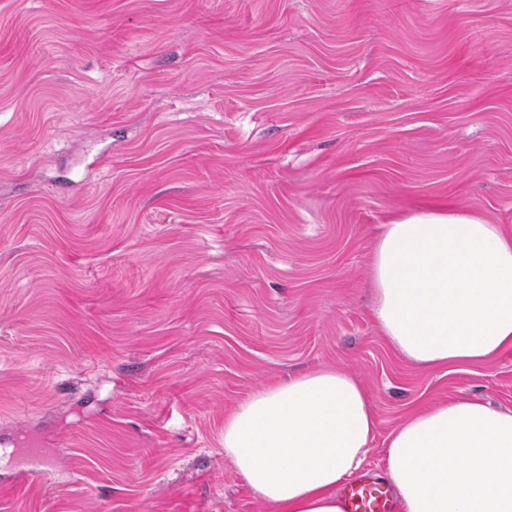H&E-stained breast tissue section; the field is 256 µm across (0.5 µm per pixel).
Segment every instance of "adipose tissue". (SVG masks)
<instances>
[{
    "mask_svg": "<svg viewBox=\"0 0 512 512\" xmlns=\"http://www.w3.org/2000/svg\"><path fill=\"white\" fill-rule=\"evenodd\" d=\"M374 316L392 352L423 369L476 366L512 349V226L472 208L383 225ZM376 421L363 385L321 367L252 392L224 418V452L270 512H345ZM400 512H512V410L480 400L414 408L387 436L382 472Z\"/></svg>",
    "mask_w": 512,
    "mask_h": 512,
    "instance_id": "obj_1",
    "label": "adipose tissue"
}]
</instances>
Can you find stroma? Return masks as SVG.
I'll return each instance as SVG.
<instances>
[{"instance_id": "stroma-1", "label": "stroma", "mask_w": 512, "mask_h": 512, "mask_svg": "<svg viewBox=\"0 0 512 512\" xmlns=\"http://www.w3.org/2000/svg\"><path fill=\"white\" fill-rule=\"evenodd\" d=\"M448 206L512 225V0H0V512H269L224 416L324 366L373 474L414 407L512 409V350L373 316L382 224ZM24 447L19 448L17 454L24 460L27 465H30L32 469L21 470L18 474L20 479H24L30 476V472L39 474H46L50 469L57 465L56 457L46 455L37 444H27Z\"/></svg>"}]
</instances>
